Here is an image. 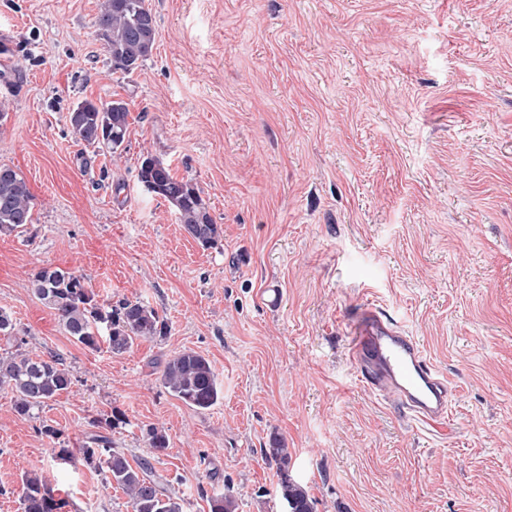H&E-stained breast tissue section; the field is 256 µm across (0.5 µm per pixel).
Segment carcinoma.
I'll return each instance as SVG.
<instances>
[{"label":"carcinoma","mask_w":512,"mask_h":512,"mask_svg":"<svg viewBox=\"0 0 512 512\" xmlns=\"http://www.w3.org/2000/svg\"><path fill=\"white\" fill-rule=\"evenodd\" d=\"M95 24L105 41L112 70L133 73L153 53L157 22L146 0H101ZM129 109L122 100L98 105L85 99L69 115L73 134L88 145H104L114 154L121 147L129 129ZM138 179L150 184L153 193L174 208L179 223L201 246L217 244L223 234L214 222L209 205L190 180L174 177L167 164L153 155L141 159ZM33 195L18 171L0 164V234L12 233L32 223ZM34 294L57 315L65 331L78 343L96 349L99 338L106 337L114 355L126 353L137 339L149 340L165 333L166 325L158 312L135 300L117 306L99 303L86 286L84 278L61 269L43 267L31 280ZM161 381L173 396L197 410H207L221 397V386L211 363L193 352H180L165 361ZM73 374L61 358L49 355L0 354V390L13 393V410L21 417H31L55 396L70 389ZM147 445L155 454L169 448L165 430L151 426L144 432ZM85 462L96 464L108 473L112 482L128 496L131 512H183V499L173 493L168 481L154 472L150 460L131 465L124 453L112 448L109 436L97 434L93 446L81 449ZM265 460L277 465L280 496L288 512H316V500L301 484L288 475L290 452L285 442L274 437L262 449ZM23 512H61L48 481L39 476L23 481ZM210 512H237L233 496L215 493L209 500Z\"/></svg>","instance_id":"cac0c4a2"}]
</instances>
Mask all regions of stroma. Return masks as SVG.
<instances>
[{
  "label": "stroma",
  "instance_id": "1",
  "mask_svg": "<svg viewBox=\"0 0 512 512\" xmlns=\"http://www.w3.org/2000/svg\"><path fill=\"white\" fill-rule=\"evenodd\" d=\"M99 3L0 0L17 40L0 164L33 195L32 224L0 235L16 323L0 354H54L74 378L34 418L0 390V512H22L33 474L64 512H131L101 470L57 455L110 415L114 447L151 458L185 512L217 490L287 512L262 454L275 435L318 512H512V0H148L158 40L130 75L110 66ZM85 98L126 102L121 156L77 142ZM147 154L200 189L215 246L139 183ZM43 267L154 308L165 335L120 356L78 343L32 291ZM366 303L447 377L451 433L359 379L348 324ZM182 351L222 385L208 410L161 382ZM151 426L169 438L156 457Z\"/></svg>",
  "mask_w": 512,
  "mask_h": 512
}]
</instances>
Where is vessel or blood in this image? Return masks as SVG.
I'll use <instances>...</instances> for the list:
<instances>
[{"instance_id":"vessel-or-blood-1","label":"vessel or blood","mask_w":512,"mask_h":512,"mask_svg":"<svg viewBox=\"0 0 512 512\" xmlns=\"http://www.w3.org/2000/svg\"><path fill=\"white\" fill-rule=\"evenodd\" d=\"M16 47L12 31L0 27V74L11 73ZM352 336L350 358L371 390L394 399L416 421L447 430L448 382L414 337L369 305L357 313Z\"/></svg>"}]
</instances>
